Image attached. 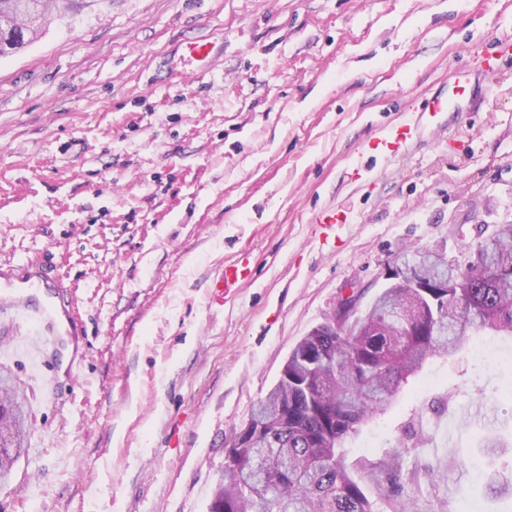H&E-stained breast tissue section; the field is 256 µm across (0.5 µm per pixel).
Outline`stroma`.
Returning <instances> with one entry per match:
<instances>
[{
    "mask_svg": "<svg viewBox=\"0 0 512 512\" xmlns=\"http://www.w3.org/2000/svg\"><path fill=\"white\" fill-rule=\"evenodd\" d=\"M195 37L206 64L182 54ZM508 37L512 0H72L0 57V258L51 251L88 333L60 403L24 347L0 358L29 416L0 512H207L225 444L349 286L373 298L401 250L460 262L512 222ZM478 47L491 87L374 148ZM326 207L353 215L328 243ZM244 254L254 279L209 305ZM486 343L409 377L346 464L395 462L411 512H512L484 477H512V335ZM452 454L465 467L412 482Z\"/></svg>",
    "mask_w": 512,
    "mask_h": 512,
    "instance_id": "1",
    "label": "stroma"
}]
</instances>
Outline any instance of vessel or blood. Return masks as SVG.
<instances>
[{"label": "vessel or blood", "mask_w": 512, "mask_h": 512, "mask_svg": "<svg viewBox=\"0 0 512 512\" xmlns=\"http://www.w3.org/2000/svg\"><path fill=\"white\" fill-rule=\"evenodd\" d=\"M471 90L466 74L459 73L448 80L446 88L423 97L408 118L382 143L390 152H397L412 134L438 125L445 113L461 109L462 100ZM325 237H338L349 222L347 211L325 209L317 213ZM253 278L248 259L225 263L207 290L209 301L229 296L241 284ZM69 283L58 272L50 252L28 256L24 263L0 259V335H25L39 364L47 371L46 383L58 390L61 380H74L76 365L87 353L86 328L72 314L67 302ZM68 359L69 369H60L61 359Z\"/></svg>", "instance_id": "obj_1"}]
</instances>
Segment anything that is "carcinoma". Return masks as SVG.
<instances>
[{
	"mask_svg": "<svg viewBox=\"0 0 512 512\" xmlns=\"http://www.w3.org/2000/svg\"><path fill=\"white\" fill-rule=\"evenodd\" d=\"M0 0V56L37 39L69 0H38L41 23ZM415 250L401 258L404 282L383 288L347 324L330 320L303 337L281 378L225 446L224 474L209 512H404L389 494L379 507L363 491L397 482L392 466L360 465L357 478L338 451L429 359L451 358L468 336L512 335V223L499 224L455 266ZM448 282L423 288V282ZM25 401L0 372V481L25 448Z\"/></svg>",
	"mask_w": 512,
	"mask_h": 512,
	"instance_id": "1",
	"label": "carcinoma"
}]
</instances>
